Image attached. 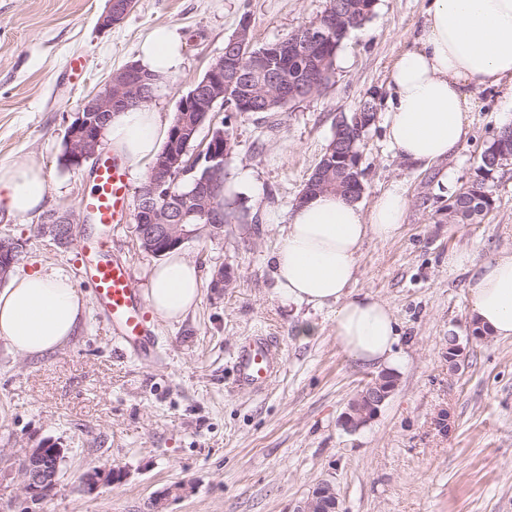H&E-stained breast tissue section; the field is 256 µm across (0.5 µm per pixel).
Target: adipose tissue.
I'll list each match as a JSON object with an SVG mask.
<instances>
[{
    "instance_id": "obj_1",
    "label": "adipose tissue",
    "mask_w": 512,
    "mask_h": 512,
    "mask_svg": "<svg viewBox=\"0 0 512 512\" xmlns=\"http://www.w3.org/2000/svg\"><path fill=\"white\" fill-rule=\"evenodd\" d=\"M182 59L175 28L157 26L141 45L140 65L166 82ZM383 122L388 144L421 168L454 155L466 140L479 91H503L512 101V0H426L419 35L388 71ZM169 126L141 106L113 115L106 136L114 155L136 171L161 151ZM48 190L34 163L0 167V203L18 216L40 211ZM408 200L399 188L380 195L370 211L341 196L323 194L294 206L274 257L283 305L333 310L336 340L356 363L396 368L405 361L389 304L353 289L366 238L389 241L403 227ZM469 272L472 319L499 340H512V251L484 261L472 252L448 253V272ZM203 280L179 252L154 265L144 283L153 315L178 322L199 304ZM86 300L58 268L12 277L0 289V337L20 355L54 352L77 330Z\"/></svg>"
}]
</instances>
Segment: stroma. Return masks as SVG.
<instances>
[{"label":"stroma","instance_id":"stroma-1","mask_svg":"<svg viewBox=\"0 0 512 512\" xmlns=\"http://www.w3.org/2000/svg\"><path fill=\"white\" fill-rule=\"evenodd\" d=\"M106 4L0 0V166L37 162L48 184L42 213L0 209V236L20 245L15 273L62 269L86 299L78 332L54 353L21 356L0 338V512H147L155 495L177 485L184 491L167 512H293L322 481L343 512H512V341L470 338L468 275L448 272L449 250L482 260L512 250V161L490 171L476 163L512 103L498 91L477 93L470 134L444 163V193L434 171L396 155L381 122L364 135L360 206L370 210L395 186L409 205L398 238L364 243L354 288L392 306L407 361L394 369L396 388L377 416L349 433L340 417L375 371L337 345L331 308L280 303L272 254L337 121L365 101L383 112L389 67L415 38L425 0H375L370 19L343 40L332 80L305 101L274 113L210 112V125L231 137L226 182L246 172L256 191L235 196L240 219L223 234L183 245L205 282L202 301L182 321H155L151 358L123 351L86 284L79 253L95 225L77 224L64 247L35 232L43 213L83 212L92 164L62 162L74 114L136 60L153 27H175L184 43L178 71L150 102L170 121L242 16L260 47L316 21L329 0H136L121 24L101 31ZM73 54L86 59L83 79L65 66ZM476 179L492 210L476 224L449 223V196ZM106 245L143 286L158 259L140 248L133 216L113 226ZM221 268L233 270V288L213 287ZM305 325L315 334L302 335ZM256 335L273 337L283 356L260 394L232 383L234 356ZM452 335L464 347L455 370ZM42 441L62 446L65 460L53 495L34 505L11 470ZM103 464L123 470L122 481L84 490L82 475Z\"/></svg>","mask_w":512,"mask_h":512}]
</instances>
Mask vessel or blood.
Listing matches in <instances>:
<instances>
[{
	"label": "vessel or blood",
	"mask_w": 512,
	"mask_h": 512,
	"mask_svg": "<svg viewBox=\"0 0 512 512\" xmlns=\"http://www.w3.org/2000/svg\"><path fill=\"white\" fill-rule=\"evenodd\" d=\"M81 205L97 224L121 222L129 206L128 174L121 161L108 158L99 162L94 172V189L82 199ZM87 275L96 301L123 347L142 358L155 356L157 338L145 320L142 299L127 266L101 248L91 246L87 249ZM281 369V354L272 341L253 336L234 357V383L236 388L259 392Z\"/></svg>",
	"instance_id": "b4317fda"
}]
</instances>
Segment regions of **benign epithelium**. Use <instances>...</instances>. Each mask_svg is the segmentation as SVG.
Instances as JSON below:
<instances>
[{
	"label": "benign epithelium",
	"mask_w": 512,
	"mask_h": 512,
	"mask_svg": "<svg viewBox=\"0 0 512 512\" xmlns=\"http://www.w3.org/2000/svg\"><path fill=\"white\" fill-rule=\"evenodd\" d=\"M135 5V0H108L106 10L98 19V27L108 30L122 23ZM367 8L359 4L346 12H326L320 24L322 28H309L301 39H290L273 47L253 50L250 20L241 22L237 31L228 38L224 55L218 58L206 72L203 81L193 88L178 104L179 112H211L214 103L224 96V88L231 87L232 79L238 73L243 59H251L260 64L266 55L273 51L279 55L292 54L300 49L320 56L324 50L326 34L323 30L347 31L360 26ZM146 81L139 65L130 62L111 75L108 85L83 100L74 122L66 137V160L70 167H79L84 162L99 155V147L105 137L107 123L116 109H128L136 102L127 90ZM375 113L355 112L352 117L336 125L334 136L328 147L326 163L316 167L307 182V188L298 200L307 194L319 191L336 177L344 179L348 172L359 168V158L350 147V142L363 139L364 132L374 122ZM231 148L230 137L218 127L211 128L205 151L190 160H182V155L167 151L155 162L151 172V190L139 200L136 211L140 224L137 241L147 253H153L159 245L180 247L186 242L204 234L210 236L222 233L224 215L215 211L212 205V192L216 177L224 168V157ZM205 160L201 177L193 178L191 191L184 196L195 204V214L206 220L204 224H187L188 214L175 204L160 205L156 199L157 189L164 186L174 168L188 176L196 173L197 164ZM76 217L70 213L53 212L45 215L38 225V234L51 239L59 246L71 242L72 229ZM395 387L386 385L385 375L381 374L367 383L343 412L340 422L349 432H356L366 426L380 411L391 396ZM65 458V449L54 443L42 442L25 450L18 460L15 472L21 481L22 491L29 501H38L51 495L59 483L60 465ZM121 477V470L110 465L95 467L82 476L84 488L94 491L114 483ZM183 490L181 486L169 488L156 495L150 502L149 512H166L167 501L172 495ZM293 512H339V502L334 487L325 481L316 484L307 497L298 502Z\"/></svg>",
	"instance_id": "1"
}]
</instances>
